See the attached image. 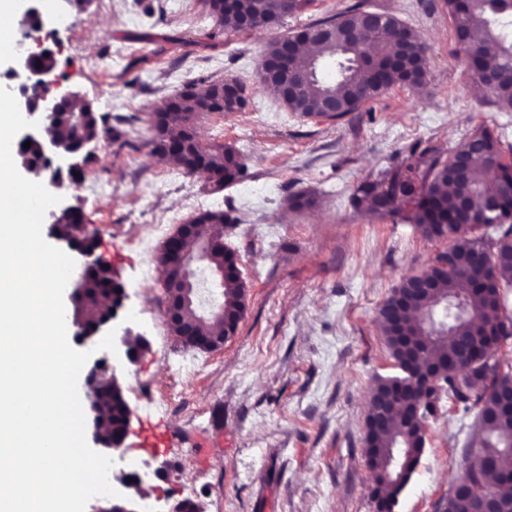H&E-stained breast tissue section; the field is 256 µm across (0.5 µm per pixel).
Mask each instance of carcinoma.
<instances>
[{
  "instance_id": "1",
  "label": "carcinoma",
  "mask_w": 512,
  "mask_h": 512,
  "mask_svg": "<svg viewBox=\"0 0 512 512\" xmlns=\"http://www.w3.org/2000/svg\"><path fill=\"white\" fill-rule=\"evenodd\" d=\"M308 0H235L227 14L212 13L222 26L243 29L241 20L253 27H262L274 16L278 19L302 11ZM458 44L465 52L469 68L483 71L491 68L493 78L483 87L492 92L501 108L512 110V0H448ZM372 11L355 6L336 16L303 27L321 35L311 41L316 52L296 61L299 71L311 76L285 101L291 112L305 116L326 114L328 101H336V116L356 111L361 104L376 97L394 84L418 87L425 82L426 62L416 35L392 15H383L380 24L370 22ZM375 57L384 58L404 47L421 66L407 75L386 73L377 76L366 69L349 65L356 43ZM334 68V77L322 75L324 64ZM209 85L205 92L190 87L169 99L155 110L153 150L181 167L186 174L197 176L203 170L224 176L231 182L243 169L238 154L222 145L206 151L196 149L193 129L201 106L211 113L240 112L245 96L223 101L217 89ZM55 138L63 148L98 140L109 133L100 126L91 112L79 113L66 102L57 113ZM466 173L456 182H448V165L454 153L443 155L425 149L411 152L397 168L381 179L367 180L359 185L354 205L365 206L373 214L398 217L412 224L420 234L431 240H446L448 247L438 253L423 270L437 281L439 295L426 297L411 294L408 289L401 312L392 314L388 304L379 309V321L393 361L401 351L390 338L391 319L413 325L419 333L421 358L414 361V376L424 378L431 368L450 360L454 366L428 386H400L408 380L398 371L377 380L374 391L388 399L396 408V420L372 430L366 449L367 466L374 474L376 487L373 499L376 512H393L402 491L409 483L422 453L426 439L422 422L437 414L443 398L455 408L474 414L481 424L479 433L468 438L463 456L468 463L458 480L474 485H488L501 499L502 512H512V416L502 407L503 398L512 391V363L500 369L480 361L483 346L497 340L500 324L481 316L485 310L501 306L508 310L512 296V144L506 146L500 137L485 127L469 135ZM464 198L468 210L477 221L466 234L457 230L459 215L455 203L448 199ZM193 224L218 226L227 222L224 211H203L189 219ZM84 224L76 213H64L56 230L71 235ZM492 229V234L483 229ZM501 288L483 287L489 271ZM79 288L80 323L90 330L107 316L101 301L110 295L112 279L104 272L88 268ZM245 285L231 271L224 276V320L209 321L206 326L217 333L226 327H238L245 311ZM195 311L188 312L186 322L170 326L171 332L188 346H195L196 331L190 327ZM105 410L100 415L104 427L118 435L124 428L125 416L120 400L105 396ZM440 512H480L472 498L448 495L438 503Z\"/></svg>"
}]
</instances>
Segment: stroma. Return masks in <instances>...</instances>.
<instances>
[{
	"mask_svg": "<svg viewBox=\"0 0 512 512\" xmlns=\"http://www.w3.org/2000/svg\"><path fill=\"white\" fill-rule=\"evenodd\" d=\"M359 0H310L274 27L220 28L201 0H53L44 44L56 89L91 102L110 136L85 150L60 191L97 234L92 260L124 298L107 327L143 337L110 360L134 411L124 454L163 468L151 495H196L202 512H374L364 419L372 387L392 372L378 309L441 241L400 219L355 207L366 179L410 151L459 148L487 124L512 142V112L479 89L457 44L446 0H366L418 36L427 77L395 85L339 118L289 111L259 78L269 42L342 13ZM243 86L240 112L201 115L209 145L235 149L242 173L222 190L155 158L152 114L187 85ZM310 195L313 208L288 199ZM199 200L224 211V243L247 287L236 333L221 349L188 348L164 321L166 293L153 225L189 219ZM427 443L394 512H436L463 462L473 415L449 406L425 422Z\"/></svg>",
	"mask_w": 512,
	"mask_h": 512,
	"instance_id": "obj_1",
	"label": "stroma"
}]
</instances>
